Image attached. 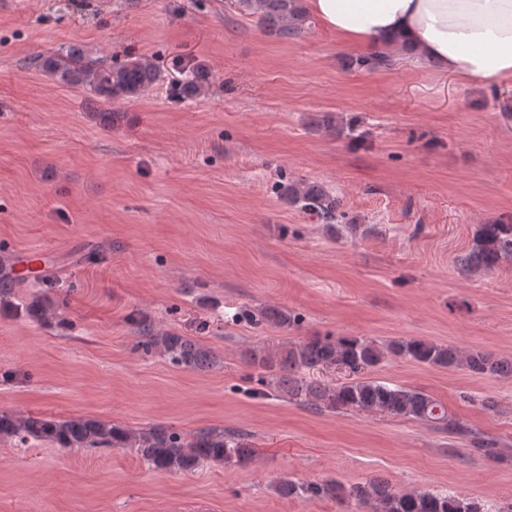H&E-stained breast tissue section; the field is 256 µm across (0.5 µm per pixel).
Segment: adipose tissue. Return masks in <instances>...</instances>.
I'll use <instances>...</instances> for the list:
<instances>
[{"label":"adipose tissue","mask_w":512,"mask_h":512,"mask_svg":"<svg viewBox=\"0 0 512 512\" xmlns=\"http://www.w3.org/2000/svg\"><path fill=\"white\" fill-rule=\"evenodd\" d=\"M308 7L347 44L387 51L406 44L462 82L512 81V0H308Z\"/></svg>","instance_id":"adipose-tissue-1"}]
</instances>
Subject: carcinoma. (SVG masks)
Segmentation results:
<instances>
[{"label":"carcinoma","mask_w":512,"mask_h":512,"mask_svg":"<svg viewBox=\"0 0 512 512\" xmlns=\"http://www.w3.org/2000/svg\"><path fill=\"white\" fill-rule=\"evenodd\" d=\"M240 6L257 16L264 29L281 39L301 35L308 20L303 0H239ZM388 57L372 55L349 60V67L375 69ZM32 63L71 88L88 91L110 103L138 96L163 80L156 61L128 58L104 65L80 50L39 53ZM206 81L195 73L167 83V94L186 101L203 96ZM282 195L301 210L331 221L339 201L318 184L296 183L283 188ZM512 258V224H480L472 248L457 258L459 268L469 274L489 271ZM262 320L288 328L295 319L282 310H265ZM145 349L157 348L178 366L208 371L219 359L203 342L162 331L151 333ZM388 357L406 359L429 367L465 369L475 375L512 377V360L482 349L461 350L430 339L397 338L384 346L368 338L350 336L330 339L314 336L284 349H248L243 358L270 379L288 398L330 410H356L393 418L430 422L461 437L471 431L453 418L448 407L417 388L391 385L367 376ZM340 368L348 378L340 383L310 377L324 368ZM0 438L20 442L44 441L60 448H133L153 470L164 474L193 473L208 462L223 461L244 466L255 450L244 436L231 437L222 431L203 429L191 439L165 426L131 429L95 417L54 420L0 412ZM278 493L286 498L331 497L350 512H512L495 505L485 506L468 498L421 490L397 491L381 479L345 485L339 482L300 483L283 477Z\"/></svg>","instance_id":"carcinoma-1"}]
</instances>
